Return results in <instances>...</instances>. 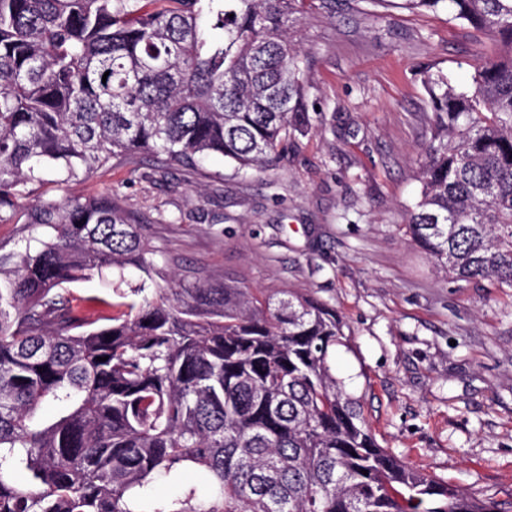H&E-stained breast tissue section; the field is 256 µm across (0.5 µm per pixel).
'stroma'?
Here are the masks:
<instances>
[{"label":"stroma","instance_id":"1","mask_svg":"<svg viewBox=\"0 0 512 512\" xmlns=\"http://www.w3.org/2000/svg\"><path fill=\"white\" fill-rule=\"evenodd\" d=\"M307 61V130L277 166L103 168L49 195L115 194L145 214L157 279L194 272L334 309L348 343L330 358L379 444L480 498L512 500V298L449 279L411 239L430 137L418 72L464 80L479 35L446 13L335 0L294 28Z\"/></svg>","mask_w":512,"mask_h":512}]
</instances>
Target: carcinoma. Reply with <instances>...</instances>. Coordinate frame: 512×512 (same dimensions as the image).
I'll use <instances>...</instances> for the list:
<instances>
[{"mask_svg":"<svg viewBox=\"0 0 512 512\" xmlns=\"http://www.w3.org/2000/svg\"><path fill=\"white\" fill-rule=\"evenodd\" d=\"M333 0H0V512H512L382 448L333 374L344 322L294 290L153 280L146 218L116 194L58 200L136 154L193 170L280 163L308 126L292 24ZM486 37L467 84L427 67L412 240L456 280L512 289V0H400ZM153 282L86 314L71 286ZM58 408L42 424L38 410ZM368 474L361 473V470ZM203 473L199 490L184 483ZM165 478L169 496L151 490ZM45 232L43 229L38 228L23 234L16 232L15 225L13 224H0V243H6V249L22 250L24 249L28 238L42 237Z\"/></svg>","mask_w":512,"mask_h":512,"instance_id":"carcinoma-1","label":"carcinoma"}]
</instances>
